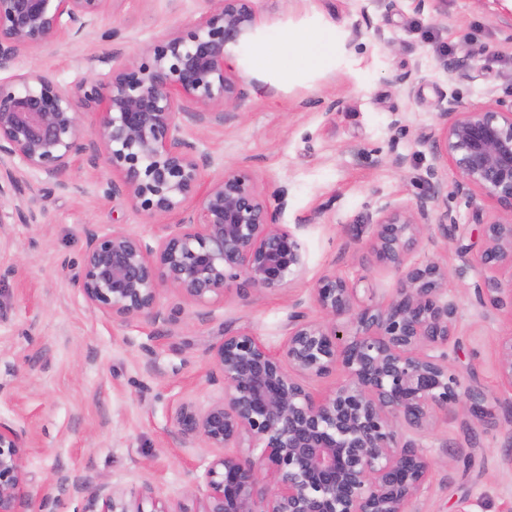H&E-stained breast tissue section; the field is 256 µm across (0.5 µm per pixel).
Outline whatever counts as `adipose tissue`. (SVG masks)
<instances>
[{
  "mask_svg": "<svg viewBox=\"0 0 512 512\" xmlns=\"http://www.w3.org/2000/svg\"><path fill=\"white\" fill-rule=\"evenodd\" d=\"M336 56V33L330 26L312 23L286 27L261 41L253 51L254 67L289 82L305 71L328 68Z\"/></svg>",
  "mask_w": 512,
  "mask_h": 512,
  "instance_id": "obj_1",
  "label": "adipose tissue"
}]
</instances>
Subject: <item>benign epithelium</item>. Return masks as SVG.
Wrapping results in <instances>:
<instances>
[{
    "instance_id": "7a95c632",
    "label": "benign epithelium",
    "mask_w": 512,
    "mask_h": 512,
    "mask_svg": "<svg viewBox=\"0 0 512 512\" xmlns=\"http://www.w3.org/2000/svg\"><path fill=\"white\" fill-rule=\"evenodd\" d=\"M108 2L0 0V70L26 49L81 36ZM209 2L198 20L103 79L73 87L40 71L0 79V197L20 190L27 171L66 190L65 174L87 154L112 171V194L151 217H178L153 245L86 228L77 287L114 320L173 321L159 305L165 287L204 307L230 286L280 289L305 268L299 239L280 224L288 190L269 195L242 167L204 183L206 156L182 135L185 126L231 118L248 96L229 59L255 30L253 0ZM82 106L97 109L86 128ZM432 140L427 189L408 206L383 208L371 225L375 263L400 274L390 299L364 302L358 282L324 275L313 288L321 317L295 301L279 349L248 327L224 330L211 348L222 396L205 408L184 402L173 417L180 444L225 449L208 469L199 512H412L429 489L431 460L403 432H425L438 412L462 402L477 423L490 415L486 395L460 391L450 366L457 308L448 267L409 256L431 225L446 233L458 224L442 200L449 170L455 194L492 205L486 218L475 211L483 246L471 261L487 273L476 295L483 306L508 308L512 320V99L484 107L449 99ZM8 219L36 224L39 212L0 209V224ZM338 366L346 379L331 393L316 396L304 384ZM497 374L512 392V332L500 338ZM28 444L24 430L0 421V512H22ZM245 444L259 456L227 452ZM93 496L100 512H183L157 499L146 511L144 499L105 487Z\"/></svg>"
}]
</instances>
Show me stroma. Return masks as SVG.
<instances>
[{
	"mask_svg": "<svg viewBox=\"0 0 512 512\" xmlns=\"http://www.w3.org/2000/svg\"><path fill=\"white\" fill-rule=\"evenodd\" d=\"M254 41L273 28L332 24L338 56L329 69L292 83L255 70L248 51L233 64L255 84L235 117L205 130L184 128L211 158L204 178L249 170L259 186L288 189L280 221L305 253L290 285L246 295L229 289L199 308L173 290L163 309L176 323H120L84 300L80 272L84 231L94 224L154 242L175 217H150L106 193L104 165H77L70 191L44 196L41 177L27 174L20 194L0 209L28 202L36 224H0V419L26 430L23 465L32 512H91L92 493L106 486L138 498L152 493L198 512L216 448H184L172 417L185 401L206 407L222 394L209 379V348L225 328L252 329L269 347L286 339L295 300L317 315L312 288L323 275L364 280L375 301L393 293L398 274L368 249L371 224L387 205H409L433 164L432 131L451 97L478 106L512 96V9L503 0H254ZM207 0H110L87 34L65 45L30 48L14 70L50 72L71 87L88 76L138 60L155 40L194 22ZM119 31L111 40V31ZM466 60L461 73L449 64ZM338 111H329L331 102ZM410 162L392 165L395 155ZM458 224L422 240L412 260L447 264L448 297L457 305L459 344L451 365L466 387L481 389L493 415L473 422L465 407L439 413L418 441L433 466L416 512H506L512 506V393L498 379V340L512 328L506 314L480 305L482 273L464 259L482 247L475 205L449 195ZM320 210L316 223L303 216Z\"/></svg>",
	"mask_w": 512,
	"mask_h": 512,
	"instance_id": "stroma-1",
	"label": "stroma"
}]
</instances>
